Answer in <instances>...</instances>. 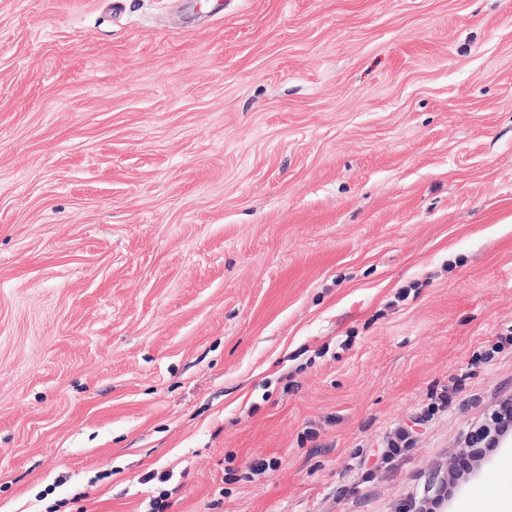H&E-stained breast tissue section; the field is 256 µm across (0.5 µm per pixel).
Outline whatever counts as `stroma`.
Wrapping results in <instances>:
<instances>
[{"mask_svg":"<svg viewBox=\"0 0 512 512\" xmlns=\"http://www.w3.org/2000/svg\"><path fill=\"white\" fill-rule=\"evenodd\" d=\"M120 2L0 0V512L421 500L512 398V0Z\"/></svg>","mask_w":512,"mask_h":512,"instance_id":"stroma-1","label":"stroma"}]
</instances>
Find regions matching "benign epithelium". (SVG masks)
I'll use <instances>...</instances> for the list:
<instances>
[{"label": "benign epithelium", "instance_id": "benign-epithelium-1", "mask_svg": "<svg viewBox=\"0 0 512 512\" xmlns=\"http://www.w3.org/2000/svg\"><path fill=\"white\" fill-rule=\"evenodd\" d=\"M507 422L501 421V410L495 408L480 425L472 428L467 434L465 446L455 453L448 463V473L434 478L427 486V492L433 497L421 504L413 501L401 506L399 512H435L448 500V484L463 470L470 469L472 463L483 460L491 448H500L505 444L512 445V402L507 407Z\"/></svg>", "mask_w": 512, "mask_h": 512}]
</instances>
